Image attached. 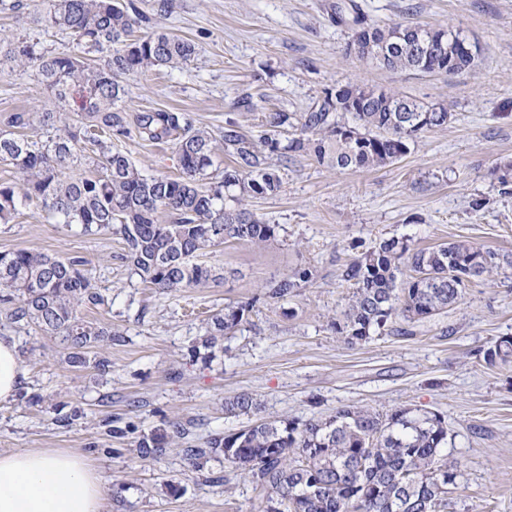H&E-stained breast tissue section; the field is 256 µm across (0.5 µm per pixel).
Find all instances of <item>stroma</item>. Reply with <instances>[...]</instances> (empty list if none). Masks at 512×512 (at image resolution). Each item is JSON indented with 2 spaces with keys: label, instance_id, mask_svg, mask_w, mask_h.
I'll return each instance as SVG.
<instances>
[{
  "label": "stroma",
  "instance_id": "stroma-1",
  "mask_svg": "<svg viewBox=\"0 0 512 512\" xmlns=\"http://www.w3.org/2000/svg\"><path fill=\"white\" fill-rule=\"evenodd\" d=\"M336 0H133L147 20L137 35L169 31L193 41L195 58L124 80L128 117L165 110L222 134L234 122L249 137L276 112L312 110L336 85L376 86L447 106L446 127L421 135L399 160L340 171L310 155H268L278 195L249 208L276 225L260 246L226 243L203 255L217 277L204 288L161 292L123 258L119 234L93 236L22 201L0 223V251L27 248L92 270L104 305L86 320L112 331L98 344L110 374L74 368L58 341L9 324L27 373L15 400L0 403V452L58 448L94 466L107 490L105 512H263L266 494L223 458L194 470L179 448L142 459L140 439L169 422L192 426L194 445L260 421L324 418L354 404L385 414L400 408L444 417L446 451L457 464L447 512H512V362L487 365L484 352L512 336V266L471 282L462 301L432 317L395 318L391 329L348 345L331 323L352 294L342 274L355 246L388 238L431 247L457 240L512 259V0H357L373 24L453 26L478 49L462 74L386 70L361 61L353 32L332 18ZM40 0H0V34L44 52L65 34L40 20ZM33 71L0 61V122L14 112L58 111ZM149 175L179 176L174 146L119 138ZM311 277L285 301L265 286L298 269ZM249 304L242 323L204 345L205 327L225 304ZM247 393L256 409L239 416L225 401ZM40 402H32V395ZM119 418L124 436L109 432Z\"/></svg>",
  "mask_w": 512,
  "mask_h": 512
}]
</instances>
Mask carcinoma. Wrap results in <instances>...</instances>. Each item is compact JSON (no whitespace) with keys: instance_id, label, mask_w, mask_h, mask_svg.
Listing matches in <instances>:
<instances>
[{"instance_id":"carcinoma-1","label":"carcinoma","mask_w":512,"mask_h":512,"mask_svg":"<svg viewBox=\"0 0 512 512\" xmlns=\"http://www.w3.org/2000/svg\"><path fill=\"white\" fill-rule=\"evenodd\" d=\"M340 22L354 30L358 53L391 70L441 71L440 61L459 45L460 34L420 28L423 43L404 38L406 26L378 27L363 21L353 5L336 7ZM44 21L68 32L72 46L55 53L12 44L5 57L36 72L40 83L68 103L79 101L77 124L55 127V112H14L0 130V161L13 166L22 186L0 183V221L18 212L19 195L40 200L48 215L84 235L116 230L133 274L162 292L204 287L213 269L197 257L224 243L256 245L275 237L276 226L246 208L250 199L276 195L281 178L266 166L264 151L305 153L338 169H374L405 155L419 135L451 120L448 108H427L364 84L340 86L337 98L324 97L312 111L295 117L276 112L271 127L296 131L286 144L270 135L257 143L235 126L217 138L192 126L180 112H143L135 125L140 138L165 143L178 134L174 149L182 173L176 178L144 174L112 137L129 134L117 102L122 79L153 67H178L196 55V45L170 32L133 37L143 21L120 0H46ZM54 127L45 141L24 130ZM98 147L97 172L77 173L80 134ZM225 154L219 180L203 184L214 159ZM173 220L164 224L160 215ZM495 253L464 241L414 248L395 238L355 256L343 277L353 294L336 333L351 345L368 341L388 321L430 317L458 304L465 279L499 268ZM411 275L402 278L403 268ZM310 272L297 270L270 283L268 297L285 300ZM0 304L13 324L33 325L58 339L72 367L91 365L106 374L112 362L92 354L103 328L81 317L84 308L104 304L91 273L79 261L18 248L0 251ZM247 305L229 304L209 331L210 344L243 320ZM512 359V337H501L484 352L493 366ZM231 415L255 408L242 394L225 402ZM189 430L172 422L138 443L145 458L156 457ZM448 428L432 412L399 409L380 414L345 405L327 418L261 421L235 433H216L203 448L187 447L190 465L202 469L224 457L267 492L264 512H444L456 466L444 453Z\"/></svg>"}]
</instances>
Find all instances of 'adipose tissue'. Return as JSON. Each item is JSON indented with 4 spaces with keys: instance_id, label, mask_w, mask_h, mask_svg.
<instances>
[{
    "instance_id": "adipose-tissue-1",
    "label": "adipose tissue",
    "mask_w": 512,
    "mask_h": 512,
    "mask_svg": "<svg viewBox=\"0 0 512 512\" xmlns=\"http://www.w3.org/2000/svg\"><path fill=\"white\" fill-rule=\"evenodd\" d=\"M25 371L13 341L0 337V403ZM104 486L82 457L61 450L0 453V512H103Z\"/></svg>"
}]
</instances>
